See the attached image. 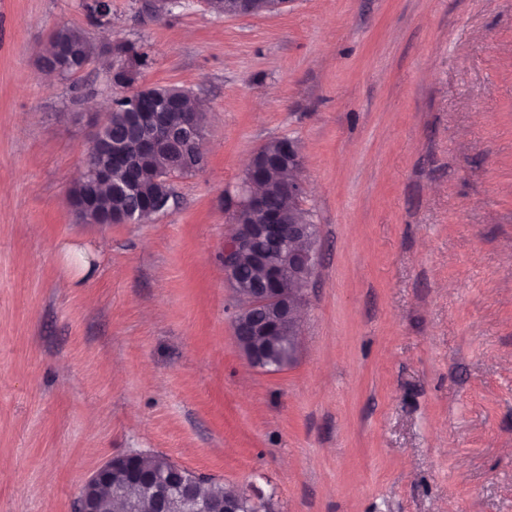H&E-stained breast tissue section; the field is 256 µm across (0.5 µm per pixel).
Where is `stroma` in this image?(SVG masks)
Here are the masks:
<instances>
[{
    "label": "stroma",
    "mask_w": 512,
    "mask_h": 512,
    "mask_svg": "<svg viewBox=\"0 0 512 512\" xmlns=\"http://www.w3.org/2000/svg\"><path fill=\"white\" fill-rule=\"evenodd\" d=\"M0 0V512H76L159 453L266 512H512V0ZM132 44L42 78L59 26ZM205 106L146 224L70 193L99 103ZM296 142L320 264L294 362L253 368L224 278L247 161Z\"/></svg>",
    "instance_id": "35a3bbf8"
}]
</instances>
